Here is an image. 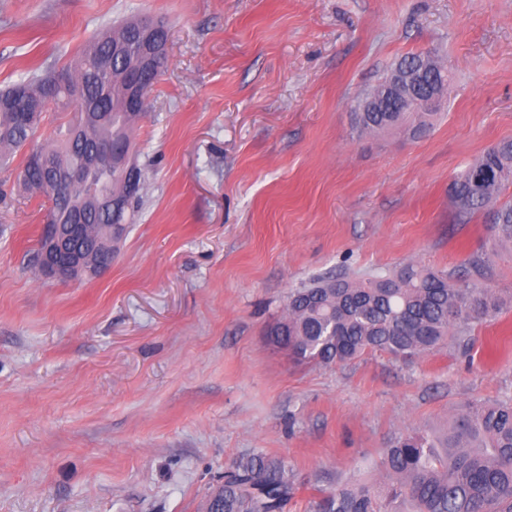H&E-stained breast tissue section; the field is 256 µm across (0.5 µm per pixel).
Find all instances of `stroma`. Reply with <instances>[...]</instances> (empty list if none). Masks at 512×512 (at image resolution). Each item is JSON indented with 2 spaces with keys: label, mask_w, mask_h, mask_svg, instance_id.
I'll use <instances>...</instances> for the list:
<instances>
[{
  "label": "stroma",
  "mask_w": 512,
  "mask_h": 512,
  "mask_svg": "<svg viewBox=\"0 0 512 512\" xmlns=\"http://www.w3.org/2000/svg\"><path fill=\"white\" fill-rule=\"evenodd\" d=\"M146 16L165 65L111 266L43 276L26 151L0 168V512H205L249 453L285 458L288 512H310L336 480L384 487L395 437L512 397V245L484 215L460 223L449 193L512 140V0H0V90ZM426 51L452 72L430 132L360 131L359 97ZM408 263L491 289L502 313L407 362L270 344L291 289Z\"/></svg>",
  "instance_id": "obj_1"
}]
</instances>
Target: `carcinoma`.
Instances as JSON below:
<instances>
[{
  "label": "carcinoma",
  "instance_id": "1",
  "mask_svg": "<svg viewBox=\"0 0 512 512\" xmlns=\"http://www.w3.org/2000/svg\"><path fill=\"white\" fill-rule=\"evenodd\" d=\"M138 21H126L99 32L60 75L51 79L22 78L0 92V162L35 137L38 124L28 112L51 93L61 108L78 113L112 112L113 122L100 125L79 120L60 137L37 145L36 153L77 158L99 141L121 136L132 142L131 121L144 111L153 83L143 85L138 105L127 109L130 61L112 60V71L101 74L97 61L112 56V44L135 40ZM428 57L423 83L411 91L413 101L437 91L441 106L449 70L430 53H411L397 65L414 67ZM407 112H358L361 130L378 132L400 125ZM24 191L45 197V216L68 224L73 208L85 210L86 264L109 265L105 243L111 213L88 199L82 184L62 192L47 188L44 172L26 160L19 174ZM512 186V140L488 147L453 180L451 195L459 219L488 211L495 239L512 244V203L494 206ZM503 302L476 284L448 282V273L406 265L393 274L370 273L357 279L342 274L313 278L288 295L286 317L272 325L267 336L297 361L344 364L366 352H383L410 360L459 339L470 326L496 319ZM384 491L366 483H343L320 491L313 512H512V400L476 402L450 424L440 439L423 433L403 434L386 449ZM296 487L288 462L251 455L235 459L224 472V484L208 497L206 512H287Z\"/></svg>",
  "mask_w": 512,
  "mask_h": 512
}]
</instances>
